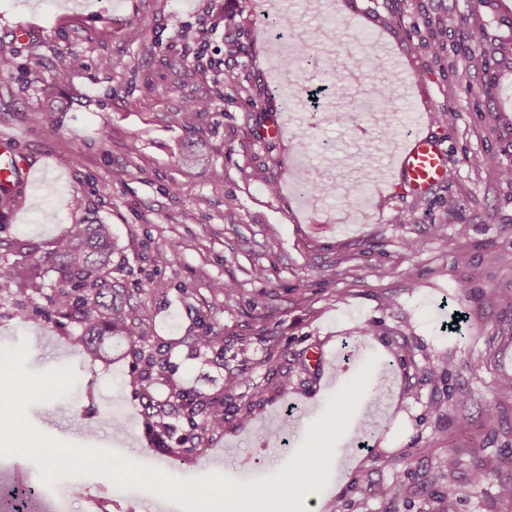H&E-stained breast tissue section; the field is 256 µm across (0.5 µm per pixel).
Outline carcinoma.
Wrapping results in <instances>:
<instances>
[{"mask_svg": "<svg viewBox=\"0 0 512 512\" xmlns=\"http://www.w3.org/2000/svg\"><path fill=\"white\" fill-rule=\"evenodd\" d=\"M499 2L501 0H468V14H450L429 24V48L434 58H441L444 52V35L448 28L465 25L471 17L489 10L493 13L489 24L470 28L473 47L467 57L466 70L479 75L485 86L495 83L498 67L512 62V10L502 11ZM484 163L497 172L500 180L512 184L511 164L505 165L494 156L486 157ZM113 253L110 225L99 221L73 225L70 233L58 240L46 256V263L57 274L58 282L47 300L58 324L81 329L75 342L84 350L105 354L115 339L126 343L138 358L149 343V337L127 313L123 291L112 285ZM39 277L35 268L0 262L1 288L16 285L34 290L39 288ZM149 358L150 368L137 375V383L145 392L161 381L169 367L167 359L161 356L151 354ZM145 410L159 449L164 452L198 457L203 454V449L199 448L203 435L224 430V399H204L179 386L170 387L163 399L148 396ZM175 414L181 416L191 430L178 439L174 438L175 428L167 422ZM458 464L452 453L438 459L434 466L435 477L449 474ZM506 467H512V457L487 453L475 469L473 481L480 484L490 474ZM405 494V486L394 483L381 489L379 497L386 503H395Z\"/></svg>", "mask_w": 512, "mask_h": 512, "instance_id": "obj_1", "label": "carcinoma"}]
</instances>
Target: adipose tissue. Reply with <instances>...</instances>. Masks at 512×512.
<instances>
[{"label":"adipose tissue","instance_id":"1","mask_svg":"<svg viewBox=\"0 0 512 512\" xmlns=\"http://www.w3.org/2000/svg\"><path fill=\"white\" fill-rule=\"evenodd\" d=\"M323 442H316L309 451L306 469L288 472L276 489H255L241 486L233 489L216 487L215 495L224 499V512H267L266 505L271 499L290 501L295 497H306L308 492L321 483L319 459L325 455Z\"/></svg>","mask_w":512,"mask_h":512}]
</instances>
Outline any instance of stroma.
<instances>
[{
	"mask_svg": "<svg viewBox=\"0 0 512 512\" xmlns=\"http://www.w3.org/2000/svg\"><path fill=\"white\" fill-rule=\"evenodd\" d=\"M395 6L401 30L391 24ZM276 11L298 19L288 38L265 31L264 13ZM466 11L467 0H0V45L13 52L0 73V136L15 140L39 177L12 190L0 262L42 267L72 224H110L112 275L168 358L169 380L234 408L194 462L159 454L128 345L113 343L104 357L77 347L76 327L48 315L56 275L45 270L43 290L0 291V346L28 341V371L76 373L66 396L29 405L32 425L180 479L248 483L290 460L337 391V374L353 378L372 358L367 391L335 446V460L352 466L320 512H512V469L472 482L483 452L512 456V393L500 389L512 377V264L500 260L512 255V185L483 163L490 155L512 163V70L489 89L466 73L461 28L449 29L445 60L426 45L427 21ZM131 26L140 30L134 41ZM302 40L340 76L335 111L284 97L289 85L322 82L294 55ZM33 55L42 61L36 73ZM73 55L82 65L65 71ZM404 72L418 79L409 100L400 95ZM244 82L260 90L257 105L240 94ZM380 82L399 119L385 138L369 108ZM188 98L214 106L173 123ZM448 107L455 116L446 123ZM273 121L282 135L263 137ZM413 129L448 151L447 180L420 198L380 176ZM189 154L206 155L222 178L186 166ZM320 180L335 193L298 189ZM410 240L416 251H407ZM220 281L235 293L216 292ZM207 329L224 338L223 365L195 347ZM442 359L446 373H425ZM230 372L239 385L228 395ZM450 452L460 461L451 476L459 494L447 503L432 467ZM395 482L407 493L390 508L376 490ZM52 493L67 512L92 497L105 499L106 512L148 503L184 512L101 474L63 479Z\"/></svg>",
	"mask_w": 512,
	"mask_h": 512,
	"instance_id": "1",
	"label": "stroma"
}]
</instances>
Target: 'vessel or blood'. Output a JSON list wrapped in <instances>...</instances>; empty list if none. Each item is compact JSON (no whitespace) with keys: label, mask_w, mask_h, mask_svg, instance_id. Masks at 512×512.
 Returning <instances> with one entry per match:
<instances>
[{"label":"vessel or blood","mask_w":512,"mask_h":512,"mask_svg":"<svg viewBox=\"0 0 512 512\" xmlns=\"http://www.w3.org/2000/svg\"><path fill=\"white\" fill-rule=\"evenodd\" d=\"M386 176L417 196L443 183L448 178V155L442 140L419 133L406 137L392 156ZM33 178L32 168L15 152L13 142L0 138V185L9 188Z\"/></svg>","instance_id":"1"}]
</instances>
